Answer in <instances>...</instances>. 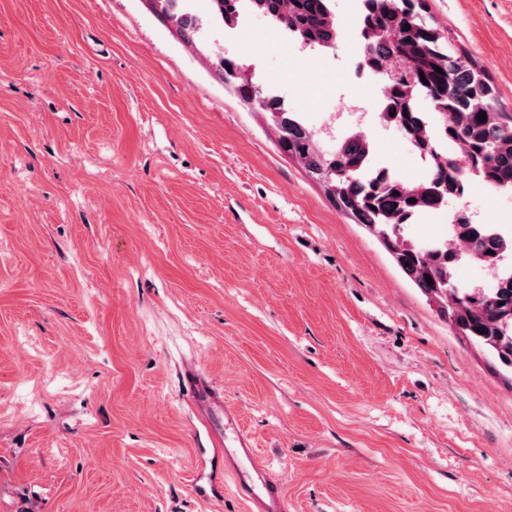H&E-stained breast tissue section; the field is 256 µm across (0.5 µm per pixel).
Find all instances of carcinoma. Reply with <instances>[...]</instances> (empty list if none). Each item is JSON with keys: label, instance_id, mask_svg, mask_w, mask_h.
<instances>
[{"label": "carcinoma", "instance_id": "cac0c4a2", "mask_svg": "<svg viewBox=\"0 0 512 512\" xmlns=\"http://www.w3.org/2000/svg\"><path fill=\"white\" fill-rule=\"evenodd\" d=\"M161 14L172 20L183 40L192 42L199 27L184 10V0H154ZM213 13H224L233 24L242 0H211ZM367 13L360 38L368 63L387 75L385 117L392 118L413 142L426 146L431 128L416 112L415 102L428 94L441 109L444 135L463 149L470 173L487 187L512 193V110L501 101L483 66L450 36L434 27L425 15V0H362ZM258 13L278 22L310 48L336 44V20L331 0H254ZM410 29H405V26ZM221 76L229 77L237 96L265 112L278 132L282 152L296 159L316 181L334 188L333 204L357 224L373 232L403 274L427 297L435 300L454 328L474 344L486 348L497 363L512 372V276L495 288L461 289L455 284L457 262L467 254L476 262L512 257V235L500 237L492 227L480 229L465 209L456 213L459 249L446 244L418 245L402 235L403 225L441 209L464 192L466 176L439 154L432 155L431 171L422 181L368 178L365 165L372 157L365 134L355 132L321 149L317 133L296 112L269 96L254 82L246 66L221 60ZM442 72H436V69ZM486 120L478 121L479 113ZM399 195H393V192ZM433 283H428L426 277Z\"/></svg>", "mask_w": 512, "mask_h": 512}]
</instances>
